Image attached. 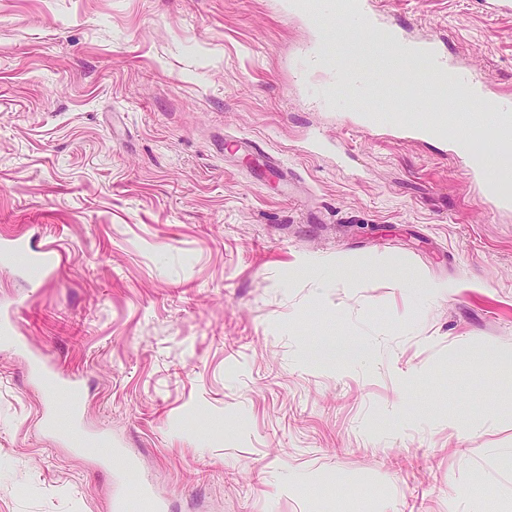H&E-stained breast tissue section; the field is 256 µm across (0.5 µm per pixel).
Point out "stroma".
<instances>
[{
  "instance_id": "obj_1",
  "label": "stroma",
  "mask_w": 512,
  "mask_h": 512,
  "mask_svg": "<svg viewBox=\"0 0 512 512\" xmlns=\"http://www.w3.org/2000/svg\"><path fill=\"white\" fill-rule=\"evenodd\" d=\"M383 5L512 88V14ZM302 36L275 0H0V238L57 247L35 287L0 260L27 346L0 347V512H105L111 483L45 430L30 350L168 512H512V210L456 152L303 105Z\"/></svg>"
}]
</instances>
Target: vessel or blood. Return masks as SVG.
<instances>
[{"mask_svg": "<svg viewBox=\"0 0 512 512\" xmlns=\"http://www.w3.org/2000/svg\"><path fill=\"white\" fill-rule=\"evenodd\" d=\"M288 13L299 14L312 37L292 56L289 71L308 101L324 112L347 115V127L362 135L380 129L396 139L451 142L470 164L478 197L495 211L512 209V90L488 84L454 56L442 37L412 36L408 24L393 18L379 0H284ZM359 31L363 47H344L345 33ZM401 64L391 68L389 57ZM491 110L493 125L473 128L466 137L449 138L448 119L460 102ZM0 255L33 280L54 273V251L38 239L12 236L0 240ZM32 371L45 382V418L70 423L68 446L82 452L98 449L111 463L112 435L84 428L73 397L78 376L34 359ZM111 512H165L153 497L150 482L129 471L125 491Z\"/></svg>", "mask_w": 512, "mask_h": 512, "instance_id": "vessel-or-blood-1", "label": "vessel or blood"}]
</instances>
